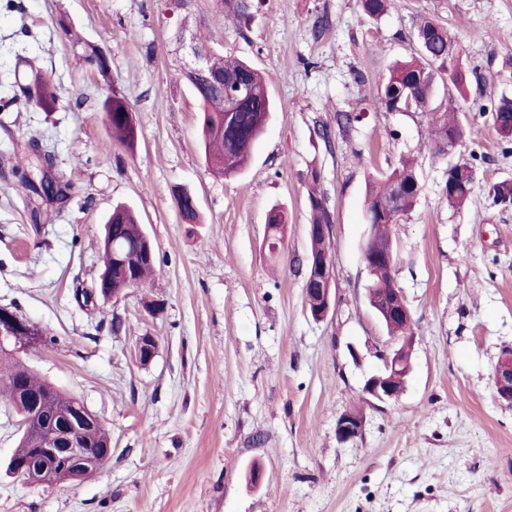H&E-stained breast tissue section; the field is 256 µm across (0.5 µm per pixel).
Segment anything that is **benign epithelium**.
Masks as SVG:
<instances>
[{
    "instance_id": "7a95c632",
    "label": "benign epithelium",
    "mask_w": 512,
    "mask_h": 512,
    "mask_svg": "<svg viewBox=\"0 0 512 512\" xmlns=\"http://www.w3.org/2000/svg\"><path fill=\"white\" fill-rule=\"evenodd\" d=\"M188 62L184 73L193 80L206 78L214 83L221 77L208 71V56L200 51L195 40L182 42ZM363 261L372 276V283L367 288L370 307L384 324L400 322L404 327L411 326V315L401 288L395 278L393 253L384 255L371 253L363 249ZM307 285L314 296L311 317L316 321L325 320L332 308L333 261L329 255L310 257ZM27 321L14 309L0 305V354L18 356L27 351ZM397 346L384 356L383 368L369 376L364 384V391L380 402L396 400L402 389L397 385L400 374L409 373L411 369L412 336L393 334ZM157 340L146 333L136 340L135 359L141 365L152 362L157 353ZM494 378L498 397L512 405V353L504 356L494 369ZM78 410L81 424L72 419L61 417L59 423L51 428L44 443L39 448L31 449L23 457L20 451H14L11 468L22 474L32 462L44 473H50L61 482L76 486L86 478L94 475L103 465V454L94 450L84 436V427L92 426L97 418L81 403L74 405ZM363 420L356 413L343 414L336 423V438L341 444L350 442L362 433Z\"/></svg>"
}]
</instances>
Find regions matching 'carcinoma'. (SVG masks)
<instances>
[{
	"instance_id": "1",
	"label": "carcinoma",
	"mask_w": 512,
	"mask_h": 512,
	"mask_svg": "<svg viewBox=\"0 0 512 512\" xmlns=\"http://www.w3.org/2000/svg\"><path fill=\"white\" fill-rule=\"evenodd\" d=\"M220 12H232L239 17L250 14L251 0H216ZM361 8L368 18L381 17L388 8V0H361ZM448 29L437 20L424 17L416 31V48L407 60L396 63L382 77L376 99V106L387 112L396 110L398 104L411 102L417 109L426 106L435 82L432 65L448 73V80L455 87L461 99H466L461 71H448ZM209 67L212 72L224 78V85L213 87L201 84L193 88L200 102L201 142L205 162L216 175L233 176L247 165L255 142L264 132V127L274 102L269 92V80L265 74L250 63L215 50L209 51ZM13 95L0 97V112L23 99L32 102L44 112L56 109V96L49 89L46 80L38 73L24 77V83H16ZM102 111L111 131L112 141L131 147L136 139V127L127 98L116 92L102 102ZM494 128L507 143H512V98L503 97L491 106ZM465 108L461 104L449 105L441 110L440 117L431 123V132L425 147L437 155H446L456 148L448 145L444 136L448 128L457 125ZM473 169V163L461 159L448 164L447 182L453 184V193L448 195V206H462L471 196L473 184L458 177L459 168ZM417 179L414 164L402 159L385 177L368 182L366 219L370 234L366 241L369 250L384 254L393 249L388 234V225L397 224L415 206L420 191L413 188ZM311 223H331L330 212L324 199L316 192L309 194ZM105 234L116 243L125 246V267L116 268V260L108 245H103V271L112 274V283L120 286L126 281L140 285L153 271L154 263L145 258L137 242L140 238V224L130 207L118 205L107 219ZM21 381L28 392L41 394L51 392L42 403L37 414L52 418L63 409L70 408L75 399L39 378L24 362L13 359L0 367V394L5 396L15 411L23 416L31 413L23 400L22 393L12 385ZM45 430L34 420L23 432L19 441L20 449L37 447L42 444Z\"/></svg>"
}]
</instances>
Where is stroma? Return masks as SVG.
I'll return each mask as SVG.
<instances>
[{
  "label": "stroma",
  "instance_id": "35a3bbf8",
  "mask_svg": "<svg viewBox=\"0 0 512 512\" xmlns=\"http://www.w3.org/2000/svg\"><path fill=\"white\" fill-rule=\"evenodd\" d=\"M424 16L453 37L468 95L469 131L447 157L425 147L426 113L374 106ZM184 32L271 77L275 108L240 174L205 163ZM95 49L107 71L88 62ZM21 56L58 101L0 112V304L48 335L23 360L99 418L112 455L74 488L15 479L19 417L0 402V512H512V405L493 377L512 349V209L488 194L512 178V151L478 112L512 96V0H392L376 20L359 0H261L244 24L214 0H0V95ZM115 91L136 122L130 148L110 141L100 109ZM340 112L360 120L339 129ZM472 154L474 191L450 208L448 163ZM404 156L422 185L390 227L412 370L383 403L363 390L395 345L367 301L365 199L369 176ZM16 166L70 182V198L32 199ZM314 168L336 301L320 322L303 266ZM179 187L198 223L177 209ZM119 204L137 211L156 262L112 300L93 289ZM275 206L288 213L277 261L264 251ZM145 333L158 350L142 366L133 349ZM347 412L363 431L341 444Z\"/></svg>",
  "mask_w": 512,
  "mask_h": 512
}]
</instances>
